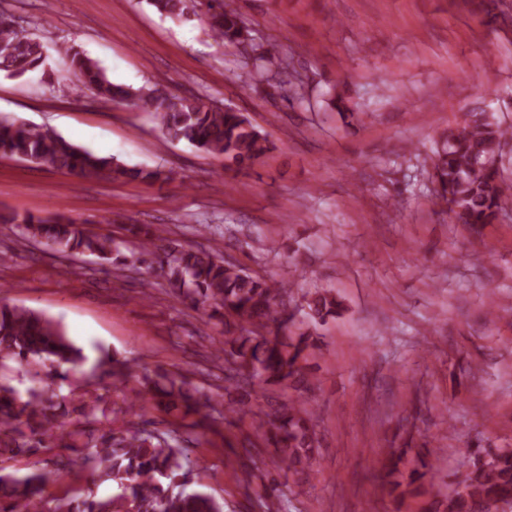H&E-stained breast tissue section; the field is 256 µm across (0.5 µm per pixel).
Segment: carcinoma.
Wrapping results in <instances>:
<instances>
[{
	"label": "carcinoma",
	"mask_w": 512,
	"mask_h": 512,
	"mask_svg": "<svg viewBox=\"0 0 512 512\" xmlns=\"http://www.w3.org/2000/svg\"><path fill=\"white\" fill-rule=\"evenodd\" d=\"M159 14L180 18L188 0H146ZM200 18L213 40L230 44L252 60L259 80L279 77L296 99L302 84L296 71L281 57V48L256 40L253 29L229 0H198ZM58 52L67 58L69 72L101 101L132 103L154 114L162 133L172 142L221 156L238 169L251 167L274 148L267 135L239 110L221 107L205 96H163L113 84L98 61L72 47ZM45 47L20 24L0 23V72L23 77L45 62ZM279 62L276 70L270 65ZM512 140V125L504 124L485 108L466 113L448 130L429 156V176L439 196L449 204L453 218L473 227L498 220L512 201V182L505 177L504 146ZM0 157L33 160L39 166L66 170L82 179H158L159 171L129 167L115 157H104L75 146L49 128L15 120H0ZM0 222L16 224L21 236L45 251L61 256L91 255L102 266L124 270L128 257L110 233H95L61 216L0 214ZM136 261L158 268L171 292L191 308L209 305L224 318V346L214 356L224 361L225 383L237 398L223 403L222 395L194 387L175 372L136 371L124 358L104 355L100 375L77 373L85 360L80 348L61 324L34 310L0 303V366L8 361L42 368L37 384L20 393L0 382V512H224V503L207 492L182 489L190 474L192 437L216 432L226 413L246 405L269 384L303 382V366L310 347L301 332L289 341L258 336L253 328L289 331L295 326L274 289L246 269L224 260L213 250L184 248L169 241L166 229L144 232ZM306 317L314 322L344 310L336 295L325 291L306 302ZM112 379L113 388L130 379L138 381L135 397L125 407L109 406L98 393L100 382ZM68 394H60L62 384ZM81 394L78 417L66 430L59 418L66 401ZM156 407L174 414L176 426L167 429L116 428L113 415L135 408ZM266 440L275 460L288 470L304 473L314 459L319 441L312 417L300 396H290L274 413L266 415ZM58 447L77 455L91 482L110 481L118 492L100 497L92 488L64 497L49 496V484L63 479L71 460L37 462L18 475L3 463L19 456ZM409 471L414 494L426 493L427 474L441 458V449L428 450ZM512 504V449L478 448L469 451L454 473L448 495L429 503L428 512H493Z\"/></svg>",
	"instance_id": "carcinoma-1"
}]
</instances>
